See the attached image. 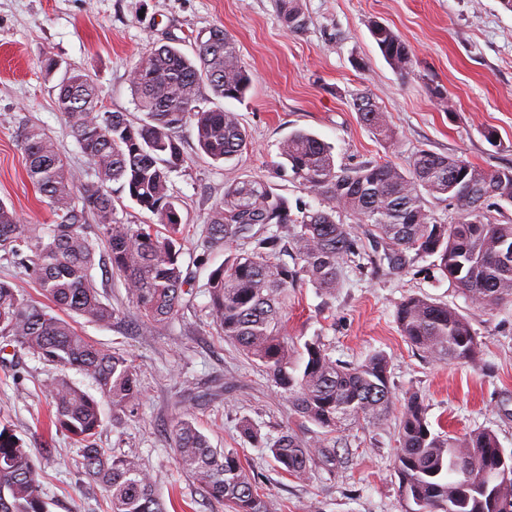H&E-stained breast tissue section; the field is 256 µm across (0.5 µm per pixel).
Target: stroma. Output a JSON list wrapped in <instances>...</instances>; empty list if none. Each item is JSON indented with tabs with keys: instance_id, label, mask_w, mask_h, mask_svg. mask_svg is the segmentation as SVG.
Listing matches in <instances>:
<instances>
[{
	"instance_id": "obj_1",
	"label": "stroma",
	"mask_w": 512,
	"mask_h": 512,
	"mask_svg": "<svg viewBox=\"0 0 512 512\" xmlns=\"http://www.w3.org/2000/svg\"><path fill=\"white\" fill-rule=\"evenodd\" d=\"M302 10L305 28L294 33L279 20L276 0H0V200L23 224L52 221L24 170V125L43 128L73 169L90 171L56 110L57 79L46 74L44 57L89 70L102 109L136 123L144 114L129 80L151 47L170 44L187 52L198 33L220 26L252 76L241 103L202 90L203 107L220 104L237 113L249 135L247 149L215 162L200 155L193 129H185L188 162L170 176V192L190 226L182 261L193 277L192 302L151 328L74 320L84 336L130 356L137 367L134 412L116 426L111 407L103 406L96 443L110 454L138 456L167 512H233L178 468L168 434L183 412L194 414L213 447L238 451L268 512L411 507L395 466L398 409L372 423L344 422L331 435L344 463L307 478L284 473L265 447V439L289 427L308 439L320 429L293 415L266 372L225 342L208 316L209 274L226 253L205 251L202 229L225 186L256 177L289 203L317 206L305 187L273 169L280 142L295 130L332 144L337 160L348 165L388 160L405 169L418 150L428 149L487 170L512 166V11L500 0H302ZM375 21L411 46L414 75L400 76L385 62L370 33ZM435 87L443 98L432 95ZM362 91L386 112L397 132L394 146L381 144L360 121L352 102ZM490 130L496 143L485 138ZM344 222L357 235L361 254L344 268L336 290L304 281L288 292L286 333L297 359H304V344L312 340L347 365L384 354L397 401L418 395L433 432L459 437L485 428L512 451V305L475 306L440 276L430 257L390 273L385 245L352 217ZM411 295L448 304L470 319L480 344L476 361L439 363L411 347L395 319L398 304ZM57 374L55 366L23 350L0 352V427L13 429L31 448L44 474L48 512H109L105 491L82 472L78 445L47 430L43 384ZM244 419L256 438L241 433Z\"/></svg>"
}]
</instances>
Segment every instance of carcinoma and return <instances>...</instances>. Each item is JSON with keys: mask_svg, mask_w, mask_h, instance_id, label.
I'll return each instance as SVG.
<instances>
[{"mask_svg": "<svg viewBox=\"0 0 512 512\" xmlns=\"http://www.w3.org/2000/svg\"><path fill=\"white\" fill-rule=\"evenodd\" d=\"M278 7L289 31L304 28L300 0H278ZM370 32L396 73L414 74L413 52L401 35L376 21ZM251 83L234 40L220 27L197 37L191 57L162 45L134 69L130 90L146 116L138 125L119 112L101 111L89 74L65 69L55 87V106L87 158L92 178L71 169L43 129L23 127L24 168L54 220L21 224L0 201V250L32 272L42 296L59 310L109 326L126 315L102 301L91 276L98 241L107 249L112 273L125 283L135 319L149 325L168 322L191 294L190 277L180 263L186 226L168 186L171 173L187 163L181 132L194 125L199 148L214 161L240 154L248 135L238 115L220 106L200 107L201 88L206 84L214 96L242 102ZM353 108L386 144L396 142L397 132L368 93L358 94ZM278 157L276 170L290 172L292 180L321 198V205L293 208L257 178L226 186L224 201L207 218L204 243L222 248L241 241L252 249L228 256L211 272L209 316L224 340L261 363L299 419L328 433L347 420H378L394 404L386 356L376 353L347 366L314 340L305 343V362L298 366L285 333L288 289L303 280L326 291L336 288L344 264L360 255L357 236L336 219L344 212L387 245L385 258L392 268L405 267L410 251L434 256L441 275L471 301L489 310L512 304V266L497 259L500 246H512V223L487 215L491 206L512 205V167L489 171L426 149L405 170L390 161L348 167L337 163L333 146L302 130L280 142ZM123 195L155 215L156 223L116 220L114 203ZM427 196L452 202L458 221H433L425 208ZM284 231L294 252L291 267L276 260ZM396 323L411 346L435 361H473L479 352L470 321L444 303L410 296L399 303ZM0 338L62 370L91 375L112 406V420L134 409L138 376L130 358L82 336L70 321L1 280ZM45 391L50 425L81 445L84 472L108 493L110 512H166L139 457L109 456L95 447L100 402L64 375L52 378ZM398 435L401 491L418 506L416 512H496L500 502L512 505V472L505 478L494 468L501 446L492 431L434 434L426 407L411 396L401 404ZM170 445L179 469L200 480L212 498L234 512H267L238 453L213 448L190 414L177 417ZM270 451L297 477L309 476L313 464L337 462L336 448L326 439L304 440L290 428L273 440ZM0 512H47L31 450L8 427L0 429Z\"/></svg>", "mask_w": 512, "mask_h": 512, "instance_id": "cac0c4a2", "label": "carcinoma"}]
</instances>
